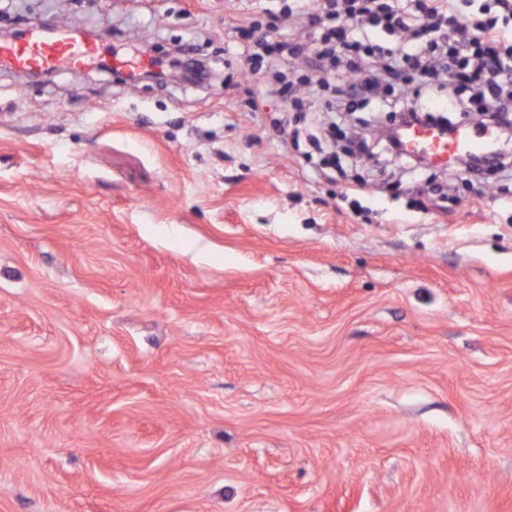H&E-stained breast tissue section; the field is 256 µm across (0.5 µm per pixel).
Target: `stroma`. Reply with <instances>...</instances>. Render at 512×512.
<instances>
[{
    "mask_svg": "<svg viewBox=\"0 0 512 512\" xmlns=\"http://www.w3.org/2000/svg\"><path fill=\"white\" fill-rule=\"evenodd\" d=\"M284 5L0 0L104 31L0 70V512H512V176L328 180L226 39ZM175 54L177 55V59L172 63V68L174 66L176 68L192 71L197 77L196 84H203L206 81L209 69L204 60L193 55L190 48L183 46L179 47Z\"/></svg>",
    "mask_w": 512,
    "mask_h": 512,
    "instance_id": "1",
    "label": "stroma"
}]
</instances>
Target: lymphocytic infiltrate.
Listing matches in <instances>:
<instances>
[{"label": "lymphocytic infiltrate", "instance_id": "f902f5d3", "mask_svg": "<svg viewBox=\"0 0 512 512\" xmlns=\"http://www.w3.org/2000/svg\"><path fill=\"white\" fill-rule=\"evenodd\" d=\"M299 14L319 27L307 41L276 30L257 36L235 30L244 42L242 67L257 60L272 68L311 52L313 75L277 81L271 92L303 100L298 89L328 93L327 112H355L370 99L389 111L387 92H397L401 112L433 123L429 103L451 114L512 110V0H500V17H489L485 0H295Z\"/></svg>", "mask_w": 512, "mask_h": 512}]
</instances>
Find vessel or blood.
Wrapping results in <instances>:
<instances>
[{
    "label": "vessel or blood",
    "instance_id": "vessel-or-blood-1",
    "mask_svg": "<svg viewBox=\"0 0 512 512\" xmlns=\"http://www.w3.org/2000/svg\"><path fill=\"white\" fill-rule=\"evenodd\" d=\"M97 52L96 44L81 31L67 29L60 37L49 38L35 30L22 41L0 43V69L44 70L63 63L78 66ZM406 146L410 151L427 153L432 161L445 165L458 154L487 151L490 139L482 132L460 130L441 135L418 128L407 135Z\"/></svg>",
    "mask_w": 512,
    "mask_h": 512
}]
</instances>
